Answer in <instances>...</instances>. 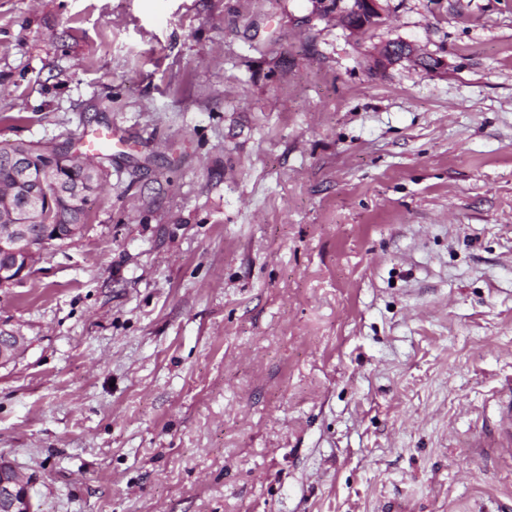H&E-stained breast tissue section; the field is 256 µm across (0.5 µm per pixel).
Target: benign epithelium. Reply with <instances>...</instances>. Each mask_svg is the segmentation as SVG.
<instances>
[{
  "label": "benign epithelium",
  "mask_w": 512,
  "mask_h": 512,
  "mask_svg": "<svg viewBox=\"0 0 512 512\" xmlns=\"http://www.w3.org/2000/svg\"><path fill=\"white\" fill-rule=\"evenodd\" d=\"M362 12L367 21L348 29L349 35L359 38L367 27L384 23L386 6L382 0H362ZM419 59L416 45L403 39H391L377 47L372 54L373 67L386 70L404 60ZM17 171L16 184L10 189L5 209L0 213V253H7L12 261L0 265V283L23 280L37 254L34 233H39L41 244H46L52 232L48 222H39L40 200L48 187H53L66 211L76 216L82 207L87 190L81 187L60 186L56 180L55 161L42 153L15 147L0 154ZM20 341L13 333L0 330V363L10 359ZM32 480L17 470L0 471V512H34L31 493Z\"/></svg>",
  "instance_id": "1"
}]
</instances>
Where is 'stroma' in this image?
Instances as JSON below:
<instances>
[{"instance_id":"35a3bbf8","label":"stroma","mask_w":512,"mask_h":512,"mask_svg":"<svg viewBox=\"0 0 512 512\" xmlns=\"http://www.w3.org/2000/svg\"><path fill=\"white\" fill-rule=\"evenodd\" d=\"M385 5L0 0V142L115 135L0 285L37 512H512V0ZM362 1V12L364 13L363 18H367V21L363 25H358L346 29L349 35L353 38H360L364 35L365 29L370 27L380 26L384 23L386 17V6L381 2L382 0H361ZM420 60L416 45L403 39H391L377 47L372 54L373 67L386 70L404 60Z\"/></svg>"}]
</instances>
